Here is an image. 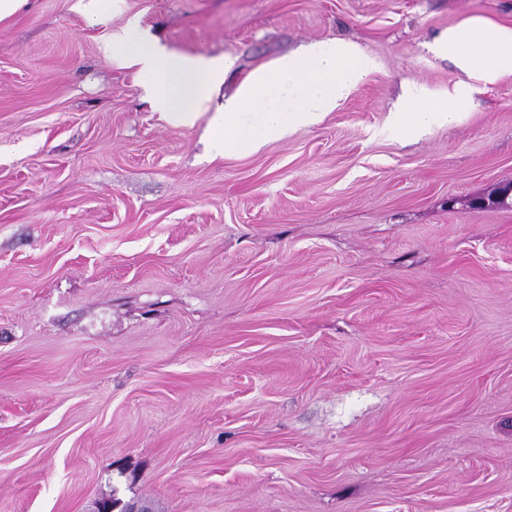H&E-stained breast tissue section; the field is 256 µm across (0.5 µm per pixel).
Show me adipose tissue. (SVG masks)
I'll return each mask as SVG.
<instances>
[{"label":"adipose tissue","instance_id":"obj_1","mask_svg":"<svg viewBox=\"0 0 512 512\" xmlns=\"http://www.w3.org/2000/svg\"><path fill=\"white\" fill-rule=\"evenodd\" d=\"M461 70L483 84L512 75V26L473 16L449 27L435 45ZM106 56L137 67L155 105L178 124L191 125L207 104L206 91L224 78L225 62L191 57L167 50L139 35L135 28L114 33L104 47ZM473 87L462 83L448 95H434L424 84L411 81L402 107L403 129L412 133L436 123H448L467 111Z\"/></svg>","mask_w":512,"mask_h":512}]
</instances>
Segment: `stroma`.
<instances>
[{
    "instance_id": "obj_1",
    "label": "stroma",
    "mask_w": 512,
    "mask_h": 512,
    "mask_svg": "<svg viewBox=\"0 0 512 512\" xmlns=\"http://www.w3.org/2000/svg\"><path fill=\"white\" fill-rule=\"evenodd\" d=\"M512 0H29L0 20V512H512V75L397 131L434 50ZM137 25L256 68L343 38L377 68L225 153L104 56Z\"/></svg>"
}]
</instances>
